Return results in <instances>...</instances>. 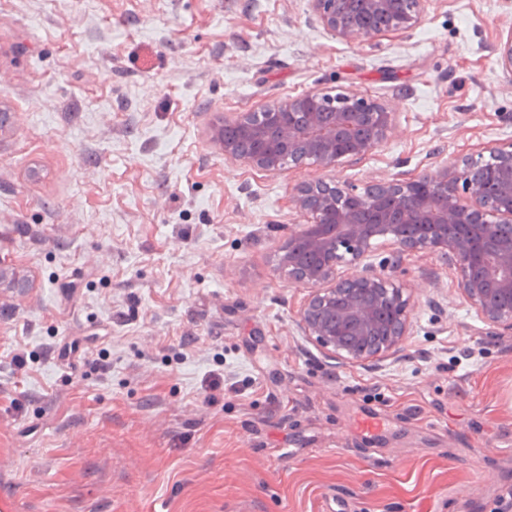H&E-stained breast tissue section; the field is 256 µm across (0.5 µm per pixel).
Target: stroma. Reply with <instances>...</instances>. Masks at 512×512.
<instances>
[{
    "label": "stroma",
    "instance_id": "obj_1",
    "mask_svg": "<svg viewBox=\"0 0 512 512\" xmlns=\"http://www.w3.org/2000/svg\"><path fill=\"white\" fill-rule=\"evenodd\" d=\"M511 34L512 0H432L358 41L309 0H0V263L32 282L0 292V512H492L512 332L489 334L441 257L391 266L379 245L366 262L411 290L413 333L379 369L334 360L297 331L308 290L277 254L302 182L511 143ZM342 89L398 129L336 169L259 172L208 137ZM78 336L85 357L61 361ZM374 412L389 428L356 432Z\"/></svg>",
    "mask_w": 512,
    "mask_h": 512
}]
</instances>
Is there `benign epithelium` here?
Here are the masks:
<instances>
[{
  "instance_id": "obj_1",
  "label": "benign epithelium",
  "mask_w": 512,
  "mask_h": 512,
  "mask_svg": "<svg viewBox=\"0 0 512 512\" xmlns=\"http://www.w3.org/2000/svg\"><path fill=\"white\" fill-rule=\"evenodd\" d=\"M332 34L356 40L408 30L429 0H310ZM235 127L252 141L238 152L224 137ZM396 113L358 91L306 92L237 112L210 128L224 158L273 173L285 165L334 168L366 155L396 132ZM306 219L288 236L277 266L308 288L297 327L331 358L376 369L402 357L411 335L410 297L363 264L375 240L401 255H438L457 274L465 301L489 328L512 330V143L417 179L382 177L359 189L305 182L293 196ZM0 265V288L23 290Z\"/></svg>"
}]
</instances>
